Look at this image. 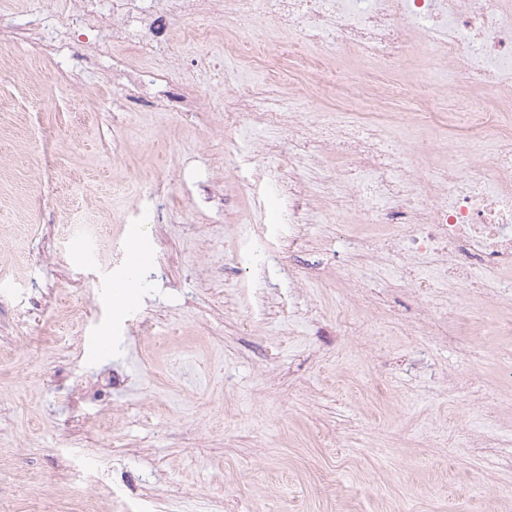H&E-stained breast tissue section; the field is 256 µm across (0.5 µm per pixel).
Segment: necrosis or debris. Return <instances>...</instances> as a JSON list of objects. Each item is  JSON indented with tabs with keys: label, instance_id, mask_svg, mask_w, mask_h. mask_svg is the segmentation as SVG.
<instances>
[{
	"label": "necrosis or debris",
	"instance_id": "1",
	"mask_svg": "<svg viewBox=\"0 0 512 512\" xmlns=\"http://www.w3.org/2000/svg\"><path fill=\"white\" fill-rule=\"evenodd\" d=\"M66 28L112 27V75L128 89L155 88L162 112H207L187 91L181 63L185 43L203 58L268 60L262 87L237 89L235 109L224 113V155L235 159L242 120L268 129L250 141L260 161L278 159L276 190L288 197V221L302 239L303 225L323 221V203L352 213L367 236L342 241L334 273L390 272L392 288L430 293L424 279L438 270L441 285L512 301V13L506 0H68ZM425 28L435 52L399 81L423 89L427 104L451 96L448 115L391 113L387 126L363 119L354 130L344 114L324 129L308 117L312 100L345 89L351 109L377 110L391 97L389 84L372 80L381 63L398 66L411 30ZM288 50L272 56V46ZM353 52L358 74L350 80L327 71L332 59ZM297 78V94L273 89ZM432 126L426 140L411 129ZM460 133L448 156V176L433 179L416 162L439 151L449 129ZM335 167H328V156ZM320 193H313V184ZM464 335L511 336L512 317L470 305L458 315Z\"/></svg>",
	"mask_w": 512,
	"mask_h": 512
}]
</instances>
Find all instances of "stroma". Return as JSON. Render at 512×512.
I'll return each instance as SVG.
<instances>
[{
  "mask_svg": "<svg viewBox=\"0 0 512 512\" xmlns=\"http://www.w3.org/2000/svg\"><path fill=\"white\" fill-rule=\"evenodd\" d=\"M64 38V57L0 58V512H512V340L404 331L479 296L379 276L365 305L350 280L324 287L356 215L289 247L288 201L263 180L243 189L223 114L127 103L101 49L111 29ZM228 71L249 85L262 67L186 64L216 101ZM257 203L265 241L241 236ZM137 237L152 250L131 271ZM120 278L131 300L116 308ZM346 304L402 324L350 335ZM464 363L494 395L449 402ZM61 371L125 384L77 412Z\"/></svg>",
  "mask_w": 512,
  "mask_h": 512,
  "instance_id": "35a3bbf8",
  "label": "stroma"
}]
</instances>
